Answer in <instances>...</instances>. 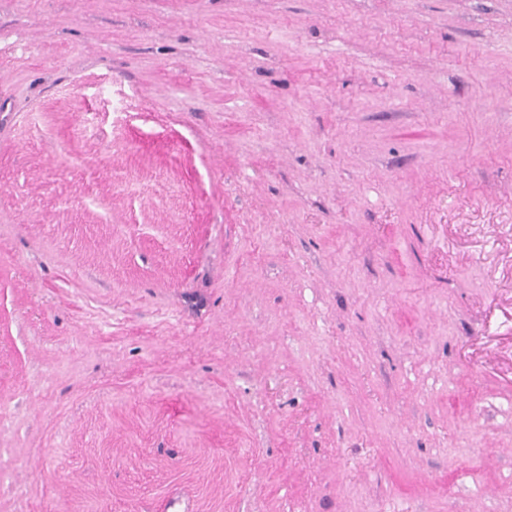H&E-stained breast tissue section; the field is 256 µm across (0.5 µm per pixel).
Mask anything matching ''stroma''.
<instances>
[{"label": "stroma", "instance_id": "stroma-1", "mask_svg": "<svg viewBox=\"0 0 512 512\" xmlns=\"http://www.w3.org/2000/svg\"><path fill=\"white\" fill-rule=\"evenodd\" d=\"M0 512H512V0H0Z\"/></svg>", "mask_w": 512, "mask_h": 512}]
</instances>
